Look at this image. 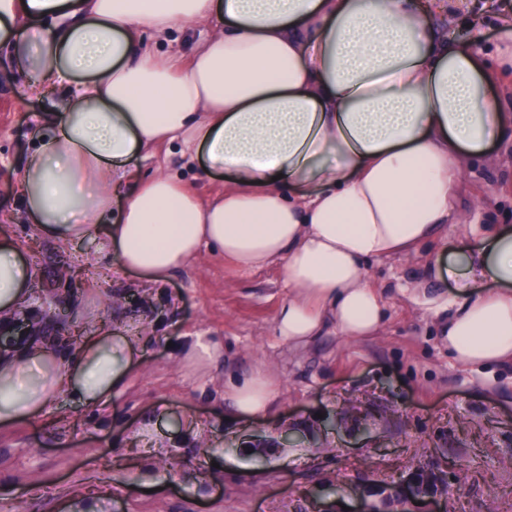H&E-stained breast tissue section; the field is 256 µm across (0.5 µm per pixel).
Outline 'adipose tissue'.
I'll return each mask as SVG.
<instances>
[{
  "mask_svg": "<svg viewBox=\"0 0 512 512\" xmlns=\"http://www.w3.org/2000/svg\"><path fill=\"white\" fill-rule=\"evenodd\" d=\"M452 6L0 0V46L30 93L80 78L21 166L27 214L65 243L107 227L102 249L153 283L204 247L243 271L279 267L289 293L275 331L297 346L330 323L349 338L378 335L387 302L366 262L408 256L461 224L477 246L448 261L431 255L425 273L456 285L441 326L448 353L463 365L512 362V227L459 204L471 164H512V113L486 54L435 29ZM47 18L55 25L39 41L14 36L17 21ZM177 24L212 29L184 64L140 37L148 27L165 39ZM161 142L179 143L202 175L230 171L223 194L205 202L177 177L133 170ZM31 280L0 236L1 315L27 298ZM135 351L109 334L85 341L72 364L45 344L0 349V424L38 414L65 389L88 402L111 394ZM278 386L272 372H251L230 382L227 408L267 412Z\"/></svg>",
  "mask_w": 512,
  "mask_h": 512,
  "instance_id": "obj_1",
  "label": "adipose tissue"
}]
</instances>
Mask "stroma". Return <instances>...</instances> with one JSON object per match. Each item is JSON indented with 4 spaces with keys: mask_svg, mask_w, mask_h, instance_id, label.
Listing matches in <instances>:
<instances>
[{
    "mask_svg": "<svg viewBox=\"0 0 512 512\" xmlns=\"http://www.w3.org/2000/svg\"><path fill=\"white\" fill-rule=\"evenodd\" d=\"M489 2L477 0L472 21L449 22V41L492 51L512 0ZM73 87L59 82L35 97L0 68V235L34 276L27 302L0 322V345L48 343L72 362L70 332L80 325L92 336L138 337L140 354L97 404L60 395L38 417L0 426V512H512V363H457L439 316L408 290L429 255L472 245L464 226L445 225L410 256L367 264L388 303L379 335L349 339L331 326L289 345L274 331L287 296L278 268L247 273L206 250L160 288L99 250L105 230L76 245L38 237L17 170ZM137 166L145 177H178L204 200L227 182L199 177L175 143ZM463 201L512 225V170L476 162ZM194 336L224 349L200 375L182 363ZM256 366L280 379L275 406L235 419L224 411L228 383ZM418 473L429 493L402 500Z\"/></svg>",
    "mask_w": 512,
    "mask_h": 512,
    "instance_id": "stroma-1",
    "label": "stroma"
}]
</instances>
